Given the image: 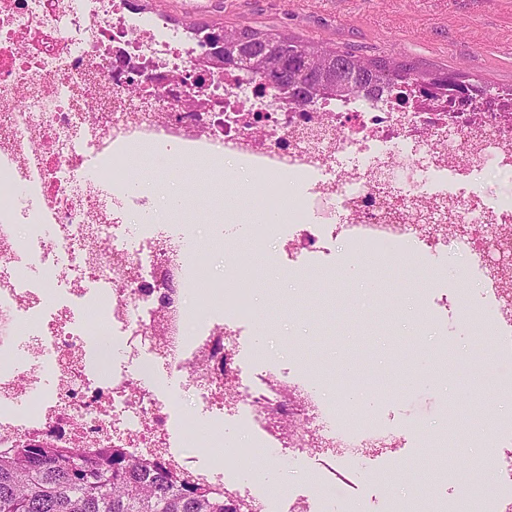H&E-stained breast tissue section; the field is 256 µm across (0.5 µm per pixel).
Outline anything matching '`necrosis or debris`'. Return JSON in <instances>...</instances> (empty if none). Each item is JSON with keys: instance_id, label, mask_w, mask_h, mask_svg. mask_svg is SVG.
I'll use <instances>...</instances> for the list:
<instances>
[{"instance_id": "necrosis-or-debris-1", "label": "necrosis or debris", "mask_w": 512, "mask_h": 512, "mask_svg": "<svg viewBox=\"0 0 512 512\" xmlns=\"http://www.w3.org/2000/svg\"><path fill=\"white\" fill-rule=\"evenodd\" d=\"M202 56L125 0H0V448H123L185 480L247 489L256 449L310 456L304 435L275 432L277 421L327 416L339 429L326 455L366 470L367 449L386 439L379 418L341 391L327 405L319 381L259 375L241 358V325L256 319L251 257L275 240L293 266L348 237L402 263L427 212L486 237L512 226V202L481 188L487 174L512 176V110L349 93L301 112L241 72L211 75L196 106L186 78ZM159 146L185 165L224 158L261 179L253 205L277 221L249 225L220 282L192 267V231L155 223L149 206L130 219L136 152ZM452 175L469 180L467 194L449 190ZM89 304L104 319L96 333L80 317ZM294 388L304 408L293 409ZM202 448L224 454L203 459ZM262 509L339 506L330 489L301 485Z\"/></svg>"}]
</instances>
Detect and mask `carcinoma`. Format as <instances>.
I'll return each instance as SVG.
<instances>
[{
    "mask_svg": "<svg viewBox=\"0 0 512 512\" xmlns=\"http://www.w3.org/2000/svg\"><path fill=\"white\" fill-rule=\"evenodd\" d=\"M210 48L198 73L212 64L246 71L260 86L286 95L300 112L346 93L368 97L406 89L425 96L433 89L474 91L486 99L499 92L456 71L428 70L409 60L364 58L327 42L263 31L251 26L219 30L192 23ZM0 512H237L236 503L211 487L180 482L171 468L127 453L100 448L28 444L0 451Z\"/></svg>",
    "mask_w": 512,
    "mask_h": 512,
    "instance_id": "1",
    "label": "carcinoma"
}]
</instances>
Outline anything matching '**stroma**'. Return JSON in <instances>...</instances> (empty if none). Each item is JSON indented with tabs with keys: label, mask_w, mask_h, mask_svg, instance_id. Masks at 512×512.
Segmentation results:
<instances>
[{
	"label": "stroma",
	"mask_w": 512,
	"mask_h": 512,
	"mask_svg": "<svg viewBox=\"0 0 512 512\" xmlns=\"http://www.w3.org/2000/svg\"><path fill=\"white\" fill-rule=\"evenodd\" d=\"M147 13L179 22L249 25L324 41L354 53L392 56L426 67L462 70L486 83L512 85V0H147ZM258 177L239 184L201 213L166 212L171 224L196 225L204 249L198 260L211 278L224 275V252L236 237L212 243L217 224H248L244 192ZM351 241L337 242L323 265L292 270L281 265L277 244L258 256L261 282L254 305L263 330L244 325L240 350L271 373L302 377L330 367L386 377L387 385L363 386L362 407L393 430H405L401 449L375 448L363 476L329 473L324 458L301 465L268 448L256 460L255 480L271 492L332 478L341 498L359 501L380 494L396 471L416 466L414 487H399L405 512H430L444 497L456 512H477L496 500L487 489V459L512 451V371H506L495 336L512 326L488 314L489 269L469 267L466 253L449 248L440 266L415 273L373 258L356 259ZM459 295L458 309L441 306L442 295ZM487 425L460 456L465 482L449 478L440 463L452 449L447 426L467 428L474 416Z\"/></svg>",
	"instance_id": "1"
}]
</instances>
